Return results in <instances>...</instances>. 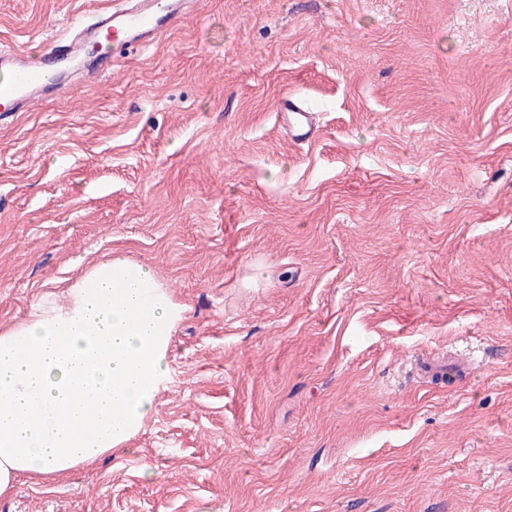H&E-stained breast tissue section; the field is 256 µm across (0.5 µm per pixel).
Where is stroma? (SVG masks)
I'll list each match as a JSON object with an SVG mask.
<instances>
[{
  "mask_svg": "<svg viewBox=\"0 0 512 512\" xmlns=\"http://www.w3.org/2000/svg\"><path fill=\"white\" fill-rule=\"evenodd\" d=\"M107 4L0 0V48ZM115 256L186 309L170 381L0 512H512V0H206L1 115L0 325ZM278 116L284 118L292 138H309L315 125V115L295 98L284 96L280 99Z\"/></svg>",
  "mask_w": 512,
  "mask_h": 512,
  "instance_id": "obj_1",
  "label": "stroma"
}]
</instances>
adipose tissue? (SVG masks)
Here are the masks:
<instances>
[{"mask_svg": "<svg viewBox=\"0 0 512 512\" xmlns=\"http://www.w3.org/2000/svg\"><path fill=\"white\" fill-rule=\"evenodd\" d=\"M183 314L153 269L115 257L0 327V495L126 447L169 380Z\"/></svg>", "mask_w": 512, "mask_h": 512, "instance_id": "1", "label": "adipose tissue"}]
</instances>
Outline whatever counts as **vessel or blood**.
I'll return each instance as SVG.
<instances>
[{
	"label": "vessel or blood",
	"mask_w": 512,
	"mask_h": 512,
	"mask_svg": "<svg viewBox=\"0 0 512 512\" xmlns=\"http://www.w3.org/2000/svg\"><path fill=\"white\" fill-rule=\"evenodd\" d=\"M196 0H125L74 23L51 43L48 52L0 49V112H21L45 94L76 91L96 77L91 58L111 63L117 46L139 45L163 35ZM292 137H310L315 115L295 98L277 106Z\"/></svg>",
	"instance_id": "obj_1"
}]
</instances>
